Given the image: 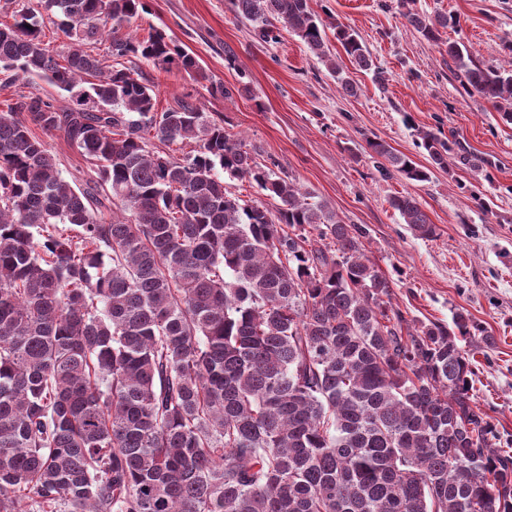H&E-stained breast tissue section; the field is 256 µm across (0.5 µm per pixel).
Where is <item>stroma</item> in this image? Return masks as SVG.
I'll return each mask as SVG.
<instances>
[{"mask_svg": "<svg viewBox=\"0 0 512 512\" xmlns=\"http://www.w3.org/2000/svg\"><path fill=\"white\" fill-rule=\"evenodd\" d=\"M311 6L361 35L386 71V85L347 61L343 69L359 92L344 95L300 38L285 31L278 42L262 41L230 0H146L131 28L140 36L163 31L197 57L207 77L239 87L233 99L212 98L204 79L178 70L144 64L139 72L153 86L158 109L191 95L261 159L274 160L279 175L365 228L368 255L393 282V308L446 323L463 308L484 326L492 346L462 343L474 352V400L502 438L512 439V123L487 100L464 93L444 44L451 38L478 62L505 64L512 0H416L420 12L461 18V31L444 30L437 43L406 24L398 0H312ZM228 52L234 63L225 61ZM422 127L465 154L430 181L410 184L385 174L383 159L364 151L376 138L424 162L416 136ZM474 187L491 199L490 210L475 205ZM407 192L435 225L434 237L415 236L391 208V197Z\"/></svg>", "mask_w": 512, "mask_h": 512, "instance_id": "1", "label": "stroma"}]
</instances>
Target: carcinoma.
Listing matches in <instances>:
<instances>
[{
  "mask_svg": "<svg viewBox=\"0 0 512 512\" xmlns=\"http://www.w3.org/2000/svg\"><path fill=\"white\" fill-rule=\"evenodd\" d=\"M400 0L429 41L460 17ZM264 42L297 35L336 74L388 81L359 35L311 0H231ZM144 0H0V512H512V449L476 410L459 339L488 332L408 319L366 254L365 230L258 160L182 98L164 111L133 65L209 82L161 31L127 30ZM67 41L53 45L46 32ZM108 41L105 54L97 45ZM488 67L448 41L461 87L512 122V41ZM130 66H125V63ZM39 78L75 99L18 84ZM90 164L67 180L35 130ZM429 165L378 139L404 181L448 170L449 142L417 130ZM190 150L177 157L170 145ZM274 201L249 204L220 172ZM391 206L422 237L417 198Z\"/></svg>",
  "mask_w": 512,
  "mask_h": 512,
  "instance_id": "obj_1",
  "label": "carcinoma"
}]
</instances>
